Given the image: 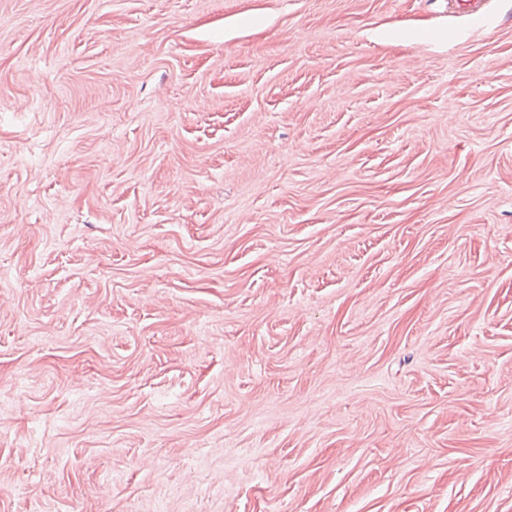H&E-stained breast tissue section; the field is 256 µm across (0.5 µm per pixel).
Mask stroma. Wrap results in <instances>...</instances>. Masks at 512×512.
<instances>
[{
    "label": "stroma",
    "instance_id": "obj_1",
    "mask_svg": "<svg viewBox=\"0 0 512 512\" xmlns=\"http://www.w3.org/2000/svg\"><path fill=\"white\" fill-rule=\"evenodd\" d=\"M0 0V512H512V0Z\"/></svg>",
    "mask_w": 512,
    "mask_h": 512
}]
</instances>
